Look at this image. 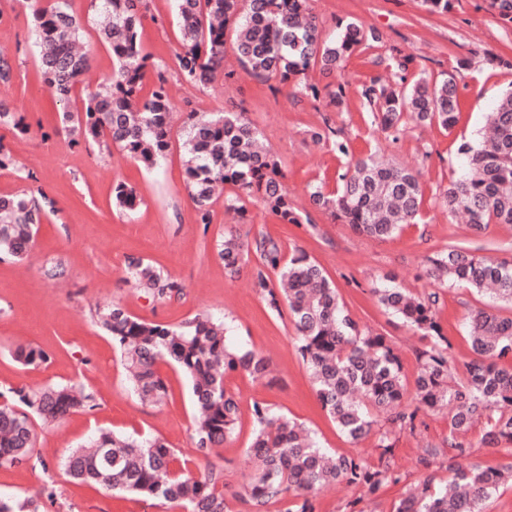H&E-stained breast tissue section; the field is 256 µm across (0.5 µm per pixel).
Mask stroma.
<instances>
[{
	"label": "stroma",
	"mask_w": 512,
	"mask_h": 512,
	"mask_svg": "<svg viewBox=\"0 0 512 512\" xmlns=\"http://www.w3.org/2000/svg\"><path fill=\"white\" fill-rule=\"evenodd\" d=\"M148 18L141 33L143 47L160 63L172 88V143L161 166L146 171L118 148L99 150L77 136L62 133L61 112L82 106L81 94L62 105L41 80L33 44L34 21L25 0H0V54L14 66L9 83H0V101L23 116L29 131L14 135L0 127V144L17 158L16 167L0 169V195L23 189L42 190L54 202L35 236L26 259H0V393L22 386L81 385L95 398L93 410L78 409L61 424L38 432L37 451L50 464L58 462L98 430L134 437H159L190 468L202 471L213 463L224 468L228 512H249L241 496L248 481L245 463L254 422L252 404L271 405L316 432L321 445L333 452L375 463L374 437L347 439L321 411L312 392L308 370L295 348L289 316L277 317L251 285L249 270L229 276L217 244L234 222L223 200L211 205L212 222L199 224L184 186L183 122L188 113L201 115L245 109L272 150L285 164L286 183L295 205L308 209V187L321 182L336 186L343 163L326 144L314 143L313 130L331 125L352 145L355 154L377 149L384 157L419 170L424 189L421 223L405 227L392 239L378 242L357 235L348 225L316 212L308 224H283L261 205L248 206L251 234L277 241L284 255L300 249L315 258L335 284L352 317L369 330L388 336L398 349L406 380L417 371L416 354L424 348L420 333L387 312L372 293L376 281L393 275L399 286L424 295L437 284L426 277L427 257L451 244L463 243L478 255L512 260V228L489 224L473 234L465 218L449 219L435 196L457 177L461 142L475 140L499 95L512 88V67L490 64L493 54H512V23L488 10L485 0H453L448 12L431 13L420 0H311L326 32L338 21L356 20L375 30L380 40L360 46L345 70L349 83L341 109L293 95L291 88L272 93L266 84L245 75L234 81L216 77L206 88L182 83L175 66L181 47L174 0H148ZM79 18L81 39L93 58L90 81L111 75L112 53L100 39L91 0H70ZM410 57L409 78L453 74L461 93L459 119L451 129L434 125L407 127L392 140L366 112L357 88L386 74L394 59ZM133 186L141 200L132 211L116 206L117 182ZM141 256L167 270L182 286L180 297L158 301L128 281V257ZM66 271L64 283L50 280L53 265ZM117 302L131 315L148 322L177 325L198 314L224 320L226 339L268 357L278 379L267 386L234 373L226 387L239 400L236 435L209 458L193 452L192 408L185 376L169 365L160 371L168 385L163 405L142 403L126 378L120 352L111 336L93 322L90 309L98 302ZM487 296L459 286L442 298L438 320L453 345L458 363L473 353L466 317L488 305ZM37 345L51 354L37 368L16 362L13 344ZM449 435L447 416L420 412L414 432L396 435L392 466L399 482L389 484L375 502L362 500L360 490L343 484L316 497L317 512H348L358 501L362 512H394L422 472L417 465L427 445H442ZM58 497L47 512H146L145 502L112 495L56 473Z\"/></svg>",
	"instance_id": "35a3bbf8"
}]
</instances>
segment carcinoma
Wrapping results in <instances>:
<instances>
[{"label":"carcinoma","instance_id":"1","mask_svg":"<svg viewBox=\"0 0 512 512\" xmlns=\"http://www.w3.org/2000/svg\"><path fill=\"white\" fill-rule=\"evenodd\" d=\"M98 6L102 40L112 52V79L83 99L77 111L62 112L64 127L101 147L120 148L145 169L156 168L171 145V96L167 79L155 69L141 41L147 0H93ZM182 50L176 66L182 81L208 85L224 70L226 31L236 33L240 66L253 78L274 82L270 89L291 86L294 94L315 101L322 97L336 106L346 97L349 82L342 79L346 59L360 46L379 40L372 29L348 21L337 23L327 35L313 13L310 0H175ZM32 10L39 45L38 70L49 92L68 102L91 67V57L76 49L81 24L69 11L68 0H26ZM411 59L395 63V82L373 79L359 93L372 122L398 139L408 121L453 127L461 111L454 75L441 79L407 78ZM325 75L341 77L324 87L308 80L315 66ZM156 70L151 88L147 74ZM0 126L27 132L23 118L0 103ZM312 138L328 143L345 159L336 189L309 187L310 203L320 212L359 235L386 240L421 217V174L385 164L369 152L355 156L349 141L336 137L327 125ZM185 188L200 224L212 223L210 207L220 187H229L224 207L246 219L247 203L256 202L284 224L311 223L294 207L285 184L281 160L260 142L258 129L246 112L224 111L210 117L190 115L183 141ZM463 174L441 190L436 203L448 216L467 217L480 233L491 223L512 224V89L503 92L487 116L481 139L463 142ZM115 204L132 210L139 204L134 188L118 183ZM45 196L32 190L0 195V256L16 260L29 253L39 225L46 217ZM259 258L253 287L266 307L282 314L288 308L297 337V351L307 365L313 394L326 416L350 440L376 433L378 464L331 455L316 434L303 425L254 402V430L246 448L250 470L242 499L250 512H316L315 499L324 488L342 483L359 488L366 497L399 481L392 468V430H415L419 411L448 412V448L429 447L418 460L423 478L402 498L394 512H486L499 488L512 480V462L500 468L465 464L471 447L458 440L475 423L488 430L485 443L512 445V317L476 308L467 316L474 358L464 364L463 378L451 382L456 371L452 344L442 331L435 305L436 292L416 296L400 287L395 277L383 276L374 294L390 313L402 318L428 340L417 352L413 403L407 394L400 356L388 338L360 326L339 300L333 282L305 252L286 258L281 246L266 236L241 237L228 233L218 244L224 268L238 273ZM127 273L146 294L166 299L181 293V285L163 269L141 257H130ZM427 275L442 287L464 286L494 300L512 304V261L479 256L464 246H450L428 258ZM95 324L120 349L128 382L140 401L161 404L167 384L159 364L178 368L186 377L194 406L193 442L203 457L224 445L237 429L239 401L224 385L226 376L244 373L256 380L271 377L270 360L261 352L231 348L224 339V322L196 315L177 326L147 322L128 314L119 304L97 307ZM14 359L37 367L49 353L19 344ZM27 410L0 404V468L29 463L34 458L37 427L62 422L79 408H93L94 397L67 385L13 390ZM438 461L448 465V482L435 483L429 473ZM71 481L135 498L169 503L181 512H227L224 471L208 466L198 475L160 438L136 439L100 432L71 449L61 462ZM57 489L48 480L39 496L4 497L0 512H45Z\"/></svg>","mask_w":512,"mask_h":512}]
</instances>
